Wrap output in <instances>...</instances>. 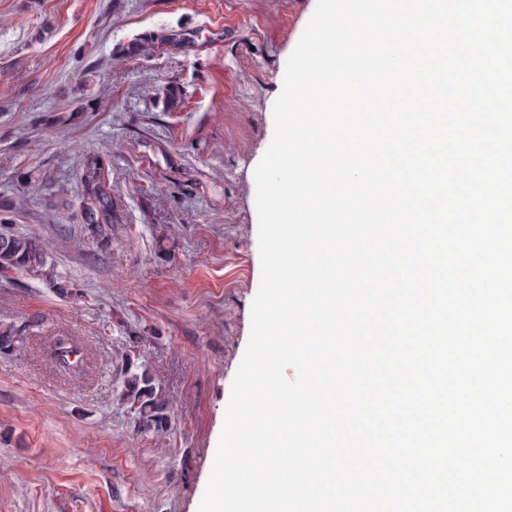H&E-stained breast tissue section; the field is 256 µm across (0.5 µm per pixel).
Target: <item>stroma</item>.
<instances>
[{"mask_svg":"<svg viewBox=\"0 0 512 512\" xmlns=\"http://www.w3.org/2000/svg\"><path fill=\"white\" fill-rule=\"evenodd\" d=\"M315 8L0 0V207L78 291L0 278V327L22 338L0 354V512H198L261 278L254 171ZM84 152L111 164L105 249L80 215ZM126 355L169 400L166 434L119 402Z\"/></svg>","mask_w":512,"mask_h":512,"instance_id":"1","label":"stroma"}]
</instances>
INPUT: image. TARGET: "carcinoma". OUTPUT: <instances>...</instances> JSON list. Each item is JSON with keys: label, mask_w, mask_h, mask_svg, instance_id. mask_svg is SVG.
<instances>
[{"label": "carcinoma", "mask_w": 512, "mask_h": 512, "mask_svg": "<svg viewBox=\"0 0 512 512\" xmlns=\"http://www.w3.org/2000/svg\"><path fill=\"white\" fill-rule=\"evenodd\" d=\"M81 210L85 231L102 246L112 239V224L116 205L112 200V184L108 158L99 154L83 155L79 167ZM0 276L10 273L41 279L63 298L73 295L70 282L57 273L50 260V248L39 239L21 234L8 226V219L0 218ZM21 337L10 328H0V353L14 351ZM119 400L135 414V425L141 431L164 432L169 424L168 400L150 369L135 360L123 363V379Z\"/></svg>", "instance_id": "1"}]
</instances>
